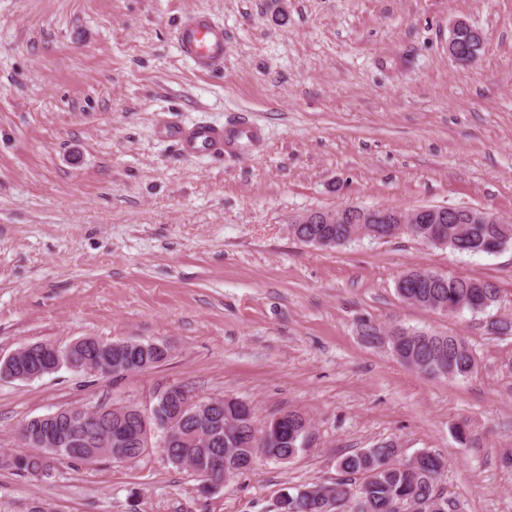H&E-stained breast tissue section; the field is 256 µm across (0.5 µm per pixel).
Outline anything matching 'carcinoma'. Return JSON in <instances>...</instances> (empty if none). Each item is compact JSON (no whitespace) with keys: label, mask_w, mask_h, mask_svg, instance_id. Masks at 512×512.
Instances as JSON below:
<instances>
[{"label":"carcinoma","mask_w":512,"mask_h":512,"mask_svg":"<svg viewBox=\"0 0 512 512\" xmlns=\"http://www.w3.org/2000/svg\"><path fill=\"white\" fill-rule=\"evenodd\" d=\"M315 232L341 246L359 237L374 240L393 238L389 224H315ZM407 234L434 246H445L460 254L497 253L512 246V224H409ZM398 296L415 306L433 312L453 314L468 310L481 313L498 300V289L489 281L443 276L424 268L403 273L396 282ZM364 340L373 347H383L401 363L432 377L468 378L477 372L478 361L469 342L451 334H441L393 326L378 327L366 334ZM109 342L96 346L92 342L74 341L61 347L59 357L33 346L18 356L12 365L0 363V374L10 378L19 373L24 379L55 373L62 368L84 371L87 363L102 361L99 374L116 376L112 369ZM218 407L212 408L213 429L219 435L217 447L224 452L221 462L214 460V450L206 445L196 431L197 421L179 414L178 404L158 405L151 411V427L164 430L173 418H178L179 439L174 444L178 453L168 462L176 467L181 459L190 461L192 473L216 483H224V472L236 476L251 469L257 458L255 448L265 449V456L280 462L295 457L307 442L310 431L308 419L297 412L282 414L277 437L257 440L246 433L242 410L236 398L213 397ZM76 424L72 436H67V416L55 419L35 417L19 430V438L27 451L0 454V469L19 475L46 473L56 460L68 459L81 463L101 458H115L120 450L119 440L103 434L108 420L102 417L79 416L72 413ZM337 467L341 476L331 484H311L294 487L282 493L288 499L290 512H397L395 505L407 504L412 512H448L450 499L437 485L446 467L445 460L430 451H420L417 459L399 460V449L392 442L340 457Z\"/></svg>","instance_id":"carcinoma-1"}]
</instances>
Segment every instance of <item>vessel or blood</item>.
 <instances>
[{
	"label": "vessel or blood",
	"instance_id": "1",
	"mask_svg": "<svg viewBox=\"0 0 512 512\" xmlns=\"http://www.w3.org/2000/svg\"><path fill=\"white\" fill-rule=\"evenodd\" d=\"M176 45L182 58L196 71L207 73L224 65V26L209 14H188L177 30ZM157 134L160 139L174 143L184 157L191 159L227 152L246 153L256 148L261 139L260 128L249 121L230 127L166 122L159 125Z\"/></svg>",
	"mask_w": 512,
	"mask_h": 512
}]
</instances>
